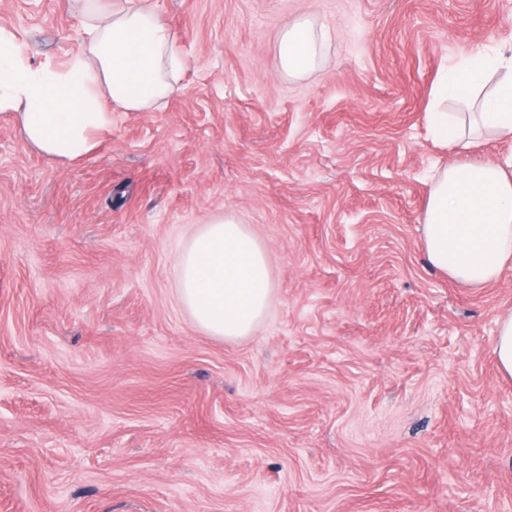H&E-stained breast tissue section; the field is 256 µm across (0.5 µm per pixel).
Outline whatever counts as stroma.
Wrapping results in <instances>:
<instances>
[{"mask_svg": "<svg viewBox=\"0 0 512 512\" xmlns=\"http://www.w3.org/2000/svg\"><path fill=\"white\" fill-rule=\"evenodd\" d=\"M185 66L97 151L48 157L0 118V512H512V269L432 268L447 67L512 55V0H152ZM80 0H0L32 64L82 47ZM297 18L328 39L279 68ZM230 215L276 290L249 336L176 299L194 224ZM325 41L323 30L308 20L288 23L279 35L280 69L291 78H299L316 70ZM495 354L501 375L512 378V314L500 319Z\"/></svg>", "mask_w": 512, "mask_h": 512, "instance_id": "1", "label": "stroma"}]
</instances>
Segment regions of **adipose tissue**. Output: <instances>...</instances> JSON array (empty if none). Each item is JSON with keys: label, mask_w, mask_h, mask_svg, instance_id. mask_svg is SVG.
<instances>
[{"label": "adipose tissue", "mask_w": 512, "mask_h": 512, "mask_svg": "<svg viewBox=\"0 0 512 512\" xmlns=\"http://www.w3.org/2000/svg\"><path fill=\"white\" fill-rule=\"evenodd\" d=\"M84 48L66 62L31 65L23 46L0 27V112L43 153L79 161L96 152L112 126L105 101L128 112L156 106L174 89L182 68L176 38L150 0L132 7L85 0ZM325 34L311 22L288 23L279 35L280 69L299 78L319 65ZM497 51L474 55L446 72L439 99H460L500 68ZM475 110L431 113L435 139L473 146L482 133L512 140V76L476 97ZM430 265L461 285L481 287L512 268V169L492 160L454 163L437 171L423 215ZM176 298L208 335L247 336L275 290L266 250L234 217L205 219L175 256Z\"/></svg>", "instance_id": "ef3b65f1"}]
</instances>
